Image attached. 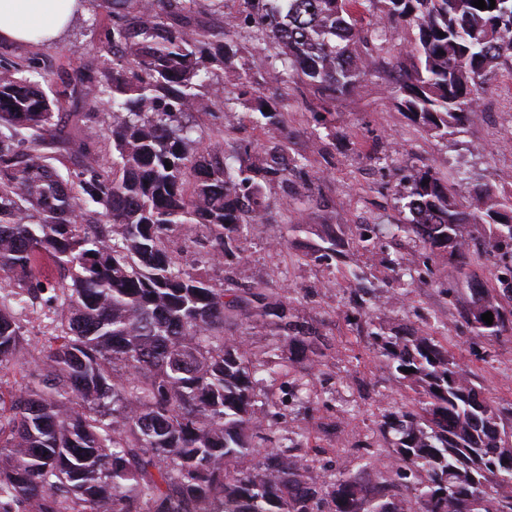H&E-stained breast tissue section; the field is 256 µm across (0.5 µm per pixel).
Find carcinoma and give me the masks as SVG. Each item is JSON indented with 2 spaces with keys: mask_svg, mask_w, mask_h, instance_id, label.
<instances>
[{
  "mask_svg": "<svg viewBox=\"0 0 512 512\" xmlns=\"http://www.w3.org/2000/svg\"><path fill=\"white\" fill-rule=\"evenodd\" d=\"M136 8L134 23L112 27L128 61L99 74L74 72L72 93L104 102L106 127L64 143L81 156L62 177L51 164L58 101L22 65L0 66V370L21 358L35 385L0 391V512H512V404L479 397L448 346L414 331L385 337L366 322L358 335L380 347L388 368L422 388L411 408L384 416L393 434L394 477L364 484L356 474L329 477L316 456L298 454L310 437L294 433L255 443L259 415L283 417L272 386L291 379L292 396L311 384L291 357L252 356L224 323L259 311L298 350L318 335L294 320L285 296L216 287L178 264L166 240L183 224L205 227L212 259L233 253L237 237L261 220L262 182L284 176V141L262 153L195 148L189 117L206 112L217 70L240 46L224 33L188 40L168 18L197 0H111ZM243 21L258 22L280 46L282 74L334 99L377 67L369 38L416 30L398 108L422 127L455 140L476 111L479 92L501 65L512 67V0L478 9L473 0H241ZM379 27L363 26L361 12ZM269 111H264V107ZM255 123L281 131L277 101L253 94ZM112 141V176L102 174L91 140ZM196 174L187 186L186 170ZM408 223L423 249L460 261L461 228L498 258L490 284L471 289L458 314L473 338L512 332V198L473 187L471 207L455 202L430 167L406 176ZM100 208L102 223L76 211ZM313 261L344 260L349 242L324 224ZM46 256L59 279L35 276ZM46 295L60 334L33 355L18 320ZM492 312L493 323L482 320ZM414 372L408 373L406 369ZM412 490L407 498L398 489Z\"/></svg>",
  "mask_w": 512,
  "mask_h": 512,
  "instance_id": "carcinoma-1",
  "label": "carcinoma"
}]
</instances>
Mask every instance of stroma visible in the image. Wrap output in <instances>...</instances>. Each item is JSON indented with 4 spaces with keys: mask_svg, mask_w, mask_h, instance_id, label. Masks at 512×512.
<instances>
[{
    "mask_svg": "<svg viewBox=\"0 0 512 512\" xmlns=\"http://www.w3.org/2000/svg\"><path fill=\"white\" fill-rule=\"evenodd\" d=\"M240 10L238 0H224L219 10L209 0H197L191 10L172 17L171 22L193 37L220 31L226 17ZM113 23L112 7L106 0H87L52 42L0 41V61L31 59L39 71L50 75L49 87L60 102L55 123L62 139L75 132L80 113L106 111L105 106L71 98L69 83L75 69L97 71L112 62ZM239 36L245 49L214 85L216 105L191 117L201 147L239 142L251 143L258 150L268 146L266 131L251 121L247 95L228 109L218 103L222 90L244 83L250 91L280 101L285 155H306L309 165L288 180L264 183L268 208L261 223L237 241L234 256L206 265V275L216 285L230 278L242 286L285 294L300 322L324 338L311 389L299 394L286 417H257L253 433L310 432L320 446L318 457L324 469L348 470L373 479L394 456L392 445L384 443L379 434V423L396 405L414 403L419 389L386 368L377 345L356 342L350 325L354 294L366 299L373 324L382 335L399 336L416 328L447 338L449 353L472 370L474 385L501 403H512V337L470 345V333L446 295L452 288L461 298H468L472 275L487 276L488 264L475 255L465 266L442 257L428 262L418 238L390 233L391 225L405 218L407 176L414 168L432 166L455 201L464 206L470 203L473 185L482 182L492 184L500 197L512 196V154L502 148L506 132L512 129V69L498 70L479 97L480 106L470 117L467 134L452 141L415 123L393 100L394 87L409 65L411 29L401 30L390 52L360 87L332 102L323 124L312 113L316 91L300 81L283 80L270 68L269 58L276 51L271 39L253 38L245 29ZM325 224L336 225L348 239L358 237L365 225H378L380 243L375 256L369 259L359 253L354 257L361 268L359 280H350L343 264L306 259ZM283 237L287 247L272 248V241ZM398 256L404 265L418 270L430 265L431 279L420 282L391 271L389 261ZM224 332L245 337L250 351L258 355L271 349L283 356L288 353L287 343L255 316L227 323ZM319 395L329 405L312 409ZM359 439L378 447L377 462L359 459L352 448ZM340 440L345 443L341 449L336 446Z\"/></svg>",
    "mask_w": 512,
    "mask_h": 512,
    "instance_id": "1",
    "label": "stroma"
}]
</instances>
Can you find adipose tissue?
Returning <instances> with one entry per match:
<instances>
[{
  "label": "adipose tissue",
  "mask_w": 512,
  "mask_h": 512,
  "mask_svg": "<svg viewBox=\"0 0 512 512\" xmlns=\"http://www.w3.org/2000/svg\"><path fill=\"white\" fill-rule=\"evenodd\" d=\"M74 9L75 0H0V40L51 41Z\"/></svg>",
  "instance_id": "1"
}]
</instances>
